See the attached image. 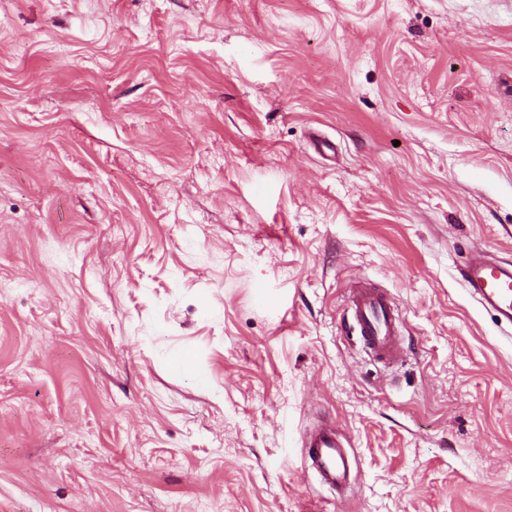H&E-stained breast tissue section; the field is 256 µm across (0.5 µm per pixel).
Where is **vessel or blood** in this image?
<instances>
[{
  "instance_id": "b4317fda",
  "label": "vessel or blood",
  "mask_w": 512,
  "mask_h": 512,
  "mask_svg": "<svg viewBox=\"0 0 512 512\" xmlns=\"http://www.w3.org/2000/svg\"><path fill=\"white\" fill-rule=\"evenodd\" d=\"M467 294L499 323L512 326V261L495 259L483 250L469 251L460 268ZM346 322L350 335L375 360L391 364L406 355L396 302L388 295L359 282L346 297ZM306 459L320 484L339 495L353 489L351 455L334 426L318 424L302 438Z\"/></svg>"
}]
</instances>
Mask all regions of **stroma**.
Here are the masks:
<instances>
[{"instance_id":"1","label":"stroma","mask_w":512,"mask_h":512,"mask_svg":"<svg viewBox=\"0 0 512 512\" xmlns=\"http://www.w3.org/2000/svg\"><path fill=\"white\" fill-rule=\"evenodd\" d=\"M472 247L512 260V0H0V512H512ZM348 333L375 360L391 364L407 354L396 302L365 282L348 289L346 297ZM306 459L320 484L344 496L353 489L351 455L334 426L318 424L307 429L302 438Z\"/></svg>"}]
</instances>
